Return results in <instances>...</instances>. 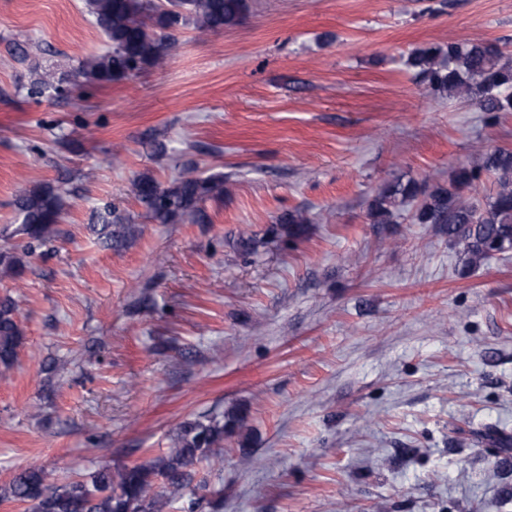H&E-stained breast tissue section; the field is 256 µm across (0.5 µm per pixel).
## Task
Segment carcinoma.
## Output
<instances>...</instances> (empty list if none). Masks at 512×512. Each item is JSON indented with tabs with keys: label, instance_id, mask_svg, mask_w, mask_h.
Returning a JSON list of instances; mask_svg holds the SVG:
<instances>
[{
	"label": "carcinoma",
	"instance_id": "cac0c4a2",
	"mask_svg": "<svg viewBox=\"0 0 512 512\" xmlns=\"http://www.w3.org/2000/svg\"><path fill=\"white\" fill-rule=\"evenodd\" d=\"M95 22L109 37L112 50L81 63L87 78L112 83L131 77V70L157 67L174 45V29L190 27L200 35L232 29L243 23L250 0H86ZM436 99L474 97L479 111L512 112V55L495 42H456L413 49L406 60ZM491 176L498 190L484 199L467 198L482 176ZM134 194L148 217L159 224H202L203 203L224 194V176L186 177L164 187L141 175ZM23 234L33 244L60 236L62 186L40 183L17 197ZM414 224H445L448 237L472 265L512 251V150L494 148L481 163H461L448 183L421 185L414 180L382 187L370 200L372 224H395L404 212ZM307 212L295 208L279 218L289 239L304 236ZM21 257L0 252V277L22 274ZM15 301L0 299V375L12 369L24 341ZM201 460L224 461V421L216 417L184 423L169 448L144 463L112 469L99 466L78 481L51 484L44 469L29 465L0 485L1 501L30 505L32 512H167L170 494L192 488V467Z\"/></svg>",
	"mask_w": 512,
	"mask_h": 512
}]
</instances>
